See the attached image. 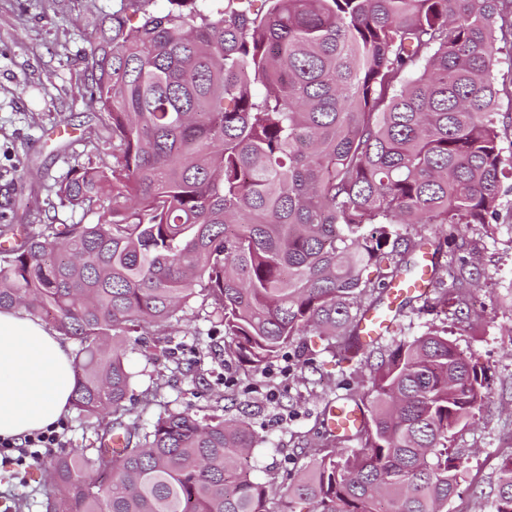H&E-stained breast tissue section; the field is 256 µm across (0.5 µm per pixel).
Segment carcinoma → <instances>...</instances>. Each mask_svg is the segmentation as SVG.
Returning a JSON list of instances; mask_svg holds the SVG:
<instances>
[{
    "label": "carcinoma",
    "instance_id": "cac0c4a2",
    "mask_svg": "<svg viewBox=\"0 0 512 512\" xmlns=\"http://www.w3.org/2000/svg\"><path fill=\"white\" fill-rule=\"evenodd\" d=\"M168 0L130 24L112 13L91 49L112 162L56 183L95 224H40L0 252V309L50 316L78 344L72 406L93 457L46 464L45 512H270L243 459L250 423L200 418L159 401L126 422V342L180 322L205 292V320L248 370L299 336L331 339L341 360L374 353L358 436L325 433L281 512H445L461 458L453 431L487 399L484 378L431 329L392 348L364 344L361 316L413 274L416 224L497 221L503 156L493 72L506 0ZM386 272H364L384 249ZM426 306L462 299L433 276ZM122 437V447L105 443ZM495 512H512V457Z\"/></svg>",
    "mask_w": 512,
    "mask_h": 512
}]
</instances>
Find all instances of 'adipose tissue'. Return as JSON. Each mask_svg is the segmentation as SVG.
<instances>
[{"mask_svg": "<svg viewBox=\"0 0 512 512\" xmlns=\"http://www.w3.org/2000/svg\"><path fill=\"white\" fill-rule=\"evenodd\" d=\"M75 384L71 348L46 324L0 310V438L21 440L56 424Z\"/></svg>", "mask_w": 512, "mask_h": 512, "instance_id": "adipose-tissue-1", "label": "adipose tissue"}]
</instances>
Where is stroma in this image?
<instances>
[{
  "label": "stroma",
  "mask_w": 512,
  "mask_h": 512,
  "mask_svg": "<svg viewBox=\"0 0 512 512\" xmlns=\"http://www.w3.org/2000/svg\"><path fill=\"white\" fill-rule=\"evenodd\" d=\"M119 7L120 0H0V214L9 217L0 221V241L18 224L97 223V213L49 202L47 188L95 152L112 151L111 143L97 140L100 110L86 95L96 73L87 58L102 22ZM498 45L497 130L512 155V35ZM448 233L455 244L437 250L433 227L412 230L425 241L424 253H434L445 286H452L459 270L471 273L474 284L462 313L405 310L381 343L444 326L449 341L485 373L488 399L451 442L462 464L448 512H493V487L512 456V191L502 198L497 223L452 224ZM184 357L193 368L188 377L172 373L162 356L128 351L135 392L158 385L170 408L246 419L259 438L246 468L279 497L323 441L321 398L371 386L369 367L353 371L338 364L327 338L315 335L298 337L257 374L225 353L219 334L185 347ZM25 467L19 478L13 467L0 464V503L24 497L28 512H44L45 472L31 460Z\"/></svg>",
  "instance_id": "stroma-1"
}]
</instances>
